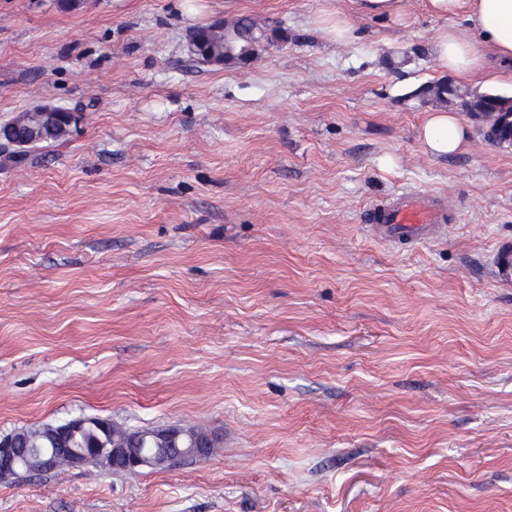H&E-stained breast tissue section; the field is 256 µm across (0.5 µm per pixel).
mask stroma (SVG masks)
Masks as SVG:
<instances>
[{
  "label": "stroma",
  "mask_w": 512,
  "mask_h": 512,
  "mask_svg": "<svg viewBox=\"0 0 512 512\" xmlns=\"http://www.w3.org/2000/svg\"><path fill=\"white\" fill-rule=\"evenodd\" d=\"M243 16L255 60L196 66L192 33ZM445 25L425 0H0V123L83 114L0 159V436L217 444L0 479V512H512V146L420 144ZM403 190L448 209L413 249L363 222ZM358 10L366 15L384 16L395 14L401 0H354ZM44 112H39L37 108L23 109L16 112L7 122L0 125V133L4 137L12 136L14 138H25V142L29 145L22 146L20 151L11 150L6 154V158L12 160H20L23 158L24 152L29 151L43 143L49 144L70 135L68 127L54 126L48 127L45 124ZM36 132L34 135L33 133ZM73 422L75 425L70 426ZM170 428H178L182 435L177 439L163 436ZM19 445V448H30V457L39 460V467L44 470L64 469L77 467L90 461L100 462L113 471L135 473L144 467H165L175 462L176 458L169 456L130 454L123 448H112V444L125 445L133 451H146L151 448H173L181 452V448H190L194 455H201L213 448L214 444L206 435L193 429L180 426H167L161 428H127L112 423L110 419L76 417L61 423L43 424L38 427L19 428L10 433ZM203 441L208 448L201 446L193 448L196 442ZM42 448H48L43 450ZM67 448L71 461L76 464L82 457L87 459L99 454L103 460L87 459L80 465H72L67 460H61L57 466L58 454L55 449Z\"/></svg>",
  "instance_id": "obj_1"
}]
</instances>
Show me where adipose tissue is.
<instances>
[{
    "label": "adipose tissue",
    "mask_w": 512,
    "mask_h": 512,
    "mask_svg": "<svg viewBox=\"0 0 512 512\" xmlns=\"http://www.w3.org/2000/svg\"><path fill=\"white\" fill-rule=\"evenodd\" d=\"M432 15L464 16L469 33L451 26L440 31L433 55L441 70L462 77L485 72L487 60L496 70L491 81L512 79V0H426ZM419 139L429 154L445 156L465 149L469 134L457 113L440 110L428 114Z\"/></svg>",
    "instance_id": "ef3b65f1"
}]
</instances>
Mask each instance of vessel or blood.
<instances>
[{
    "instance_id": "b4317fda",
    "label": "vessel or blood",
    "mask_w": 512,
    "mask_h": 512,
    "mask_svg": "<svg viewBox=\"0 0 512 512\" xmlns=\"http://www.w3.org/2000/svg\"><path fill=\"white\" fill-rule=\"evenodd\" d=\"M369 220L380 241L411 247L435 238L448 211L431 197L403 191L371 209Z\"/></svg>"
}]
</instances>
